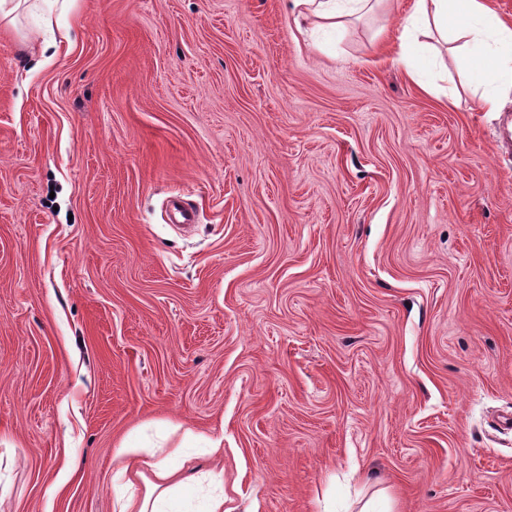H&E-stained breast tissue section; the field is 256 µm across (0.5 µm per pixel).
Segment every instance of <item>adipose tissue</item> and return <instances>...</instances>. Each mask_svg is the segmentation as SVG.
<instances>
[{
    "label": "adipose tissue",
    "instance_id": "adipose-tissue-1",
    "mask_svg": "<svg viewBox=\"0 0 512 512\" xmlns=\"http://www.w3.org/2000/svg\"><path fill=\"white\" fill-rule=\"evenodd\" d=\"M380 2L295 0L302 16L336 32L349 18L374 12ZM421 32L436 34L447 44L461 65L462 83L480 89V110L500 111L503 89L512 86V25L499 17L489 0H412L398 37L396 61L418 79L430 61L427 47L417 38ZM111 462L117 512H163L164 503L185 485L176 469L161 461L144 464L140 448L125 442L114 449ZM138 481L145 485L140 497L131 492Z\"/></svg>",
    "mask_w": 512,
    "mask_h": 512
}]
</instances>
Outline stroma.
I'll return each instance as SVG.
<instances>
[{
	"instance_id": "obj_1",
	"label": "stroma",
	"mask_w": 512,
	"mask_h": 512,
	"mask_svg": "<svg viewBox=\"0 0 512 512\" xmlns=\"http://www.w3.org/2000/svg\"><path fill=\"white\" fill-rule=\"evenodd\" d=\"M409 7L0 22V512L71 456L54 512H114L128 436L224 512H512V102L398 67ZM300 15L314 18L318 26L339 33L349 18L370 14L384 0H294Z\"/></svg>"
}]
</instances>
